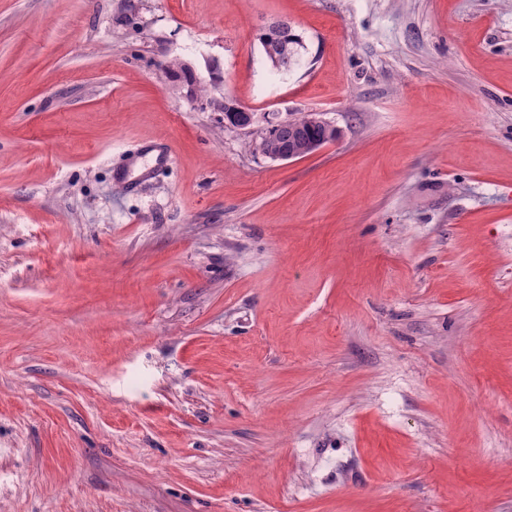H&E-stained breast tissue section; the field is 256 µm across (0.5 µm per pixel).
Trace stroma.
I'll use <instances>...</instances> for the list:
<instances>
[{"label": "stroma", "mask_w": 512, "mask_h": 512, "mask_svg": "<svg viewBox=\"0 0 512 512\" xmlns=\"http://www.w3.org/2000/svg\"><path fill=\"white\" fill-rule=\"evenodd\" d=\"M0 512H512V0H0ZM229 101L230 103H228ZM225 104L227 105V109L224 112V120L225 123L241 128L246 129L253 125L255 119H254V112H252L250 109L239 105L232 99L225 97ZM229 114L232 117V122H228L226 115ZM270 138L274 140L273 143L284 142L279 150L271 155L274 160L288 161L303 158L316 153L323 145L332 142L336 139H312L303 141L300 138H292L293 132L288 128V123L279 122L274 124L269 129Z\"/></svg>", "instance_id": "35a3bbf8"}]
</instances>
